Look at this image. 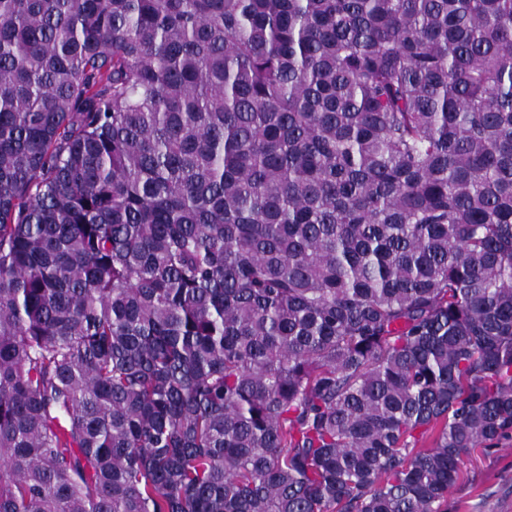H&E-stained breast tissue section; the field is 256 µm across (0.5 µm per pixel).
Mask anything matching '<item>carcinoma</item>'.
Returning a JSON list of instances; mask_svg holds the SVG:
<instances>
[{
    "instance_id": "1",
    "label": "carcinoma",
    "mask_w": 512,
    "mask_h": 512,
    "mask_svg": "<svg viewBox=\"0 0 512 512\" xmlns=\"http://www.w3.org/2000/svg\"><path fill=\"white\" fill-rule=\"evenodd\" d=\"M512 437V0H0V512H448Z\"/></svg>"
}]
</instances>
